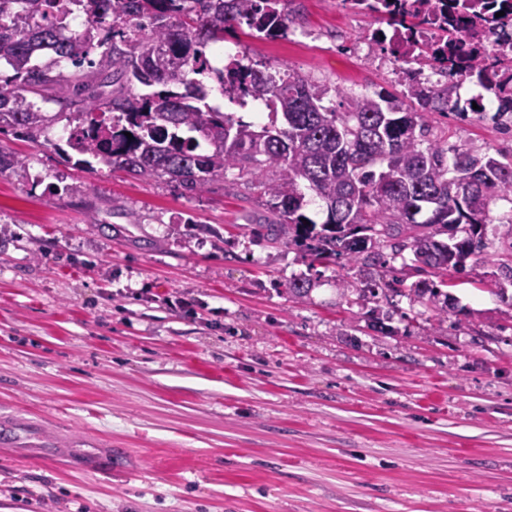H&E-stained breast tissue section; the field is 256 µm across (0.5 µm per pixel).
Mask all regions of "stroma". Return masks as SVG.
<instances>
[{
	"instance_id": "obj_1",
	"label": "stroma",
	"mask_w": 512,
	"mask_h": 512,
	"mask_svg": "<svg viewBox=\"0 0 512 512\" xmlns=\"http://www.w3.org/2000/svg\"><path fill=\"white\" fill-rule=\"evenodd\" d=\"M293 35L225 32L251 60L344 93L400 94L329 0H289ZM0 131L28 173L0 172V512H512V309L496 247L452 289L466 316L430 329L395 297L382 334L342 300L357 265L252 241L259 188L197 194L75 165ZM449 142L512 152L489 114L440 112ZM309 278L290 301V280ZM49 447L38 446V438Z\"/></svg>"
}]
</instances>
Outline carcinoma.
<instances>
[{
	"instance_id": "obj_1",
	"label": "carcinoma",
	"mask_w": 512,
	"mask_h": 512,
	"mask_svg": "<svg viewBox=\"0 0 512 512\" xmlns=\"http://www.w3.org/2000/svg\"><path fill=\"white\" fill-rule=\"evenodd\" d=\"M85 19L81 30L67 18ZM246 24L276 39L293 23L286 0H0V130L31 141L46 122L27 95L56 91L76 108L75 139L67 146L129 176H165L201 192L229 170L265 197L264 223L249 225L257 242L295 247L321 263L343 259L371 268L366 291L422 306L442 325L460 312L448 274L479 261L488 248L494 207L512 204V154H475L432 133L429 113L448 111V88L421 87L402 99L386 91L347 101L344 112L323 104L330 92L285 66L271 73L233 61L217 75L224 95L244 103L270 100L275 111L257 125L202 108L206 48L224 31ZM49 51L73 70L39 66ZM500 98L494 118L512 113V90L487 67L471 70ZM132 137H127L126 133ZM25 158L0 150V172L25 171ZM324 204L326 219L308 217L301 185ZM498 267L512 285V222ZM410 249L416 271L406 284L383 249ZM288 297L306 298L310 280L288 282ZM388 310L369 325L384 333Z\"/></svg>"
}]
</instances>
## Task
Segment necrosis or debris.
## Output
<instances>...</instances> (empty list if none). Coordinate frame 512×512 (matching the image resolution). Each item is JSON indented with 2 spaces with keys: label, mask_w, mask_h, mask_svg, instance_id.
Returning <instances> with one entry per match:
<instances>
[{
  "label": "necrosis or debris",
  "mask_w": 512,
  "mask_h": 512,
  "mask_svg": "<svg viewBox=\"0 0 512 512\" xmlns=\"http://www.w3.org/2000/svg\"><path fill=\"white\" fill-rule=\"evenodd\" d=\"M350 19H381L362 31L358 45H377L381 62L393 71L412 67L418 81L447 76L455 93L449 107L473 102L493 109L495 95L469 82L473 61L512 68V0H336Z\"/></svg>",
  "instance_id": "necrosis-or-debris-1"
}]
</instances>
